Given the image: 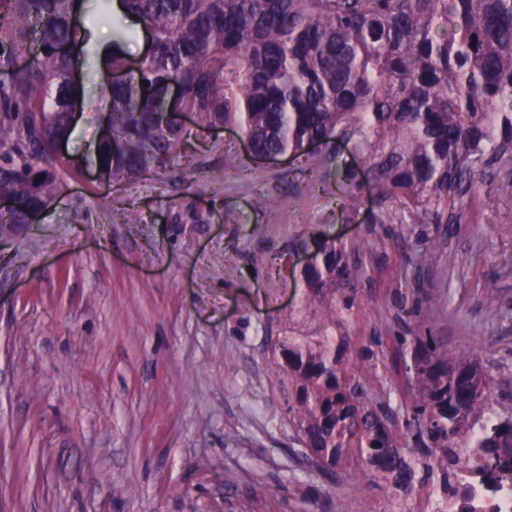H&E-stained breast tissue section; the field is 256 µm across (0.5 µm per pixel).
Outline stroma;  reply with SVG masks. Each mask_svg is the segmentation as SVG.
Here are the masks:
<instances>
[{
  "label": "stroma",
  "instance_id": "obj_1",
  "mask_svg": "<svg viewBox=\"0 0 512 512\" xmlns=\"http://www.w3.org/2000/svg\"><path fill=\"white\" fill-rule=\"evenodd\" d=\"M105 116L85 107L65 155L89 163ZM165 170L107 186L68 176L36 224L0 237V512H395L436 480L395 490L303 463L281 409L273 345L314 335L287 272L317 236L353 245L362 276L337 334L384 340L371 405L402 412L394 343L408 259L427 252L428 325L451 352L512 376V193L479 176L468 221L427 250L429 224L375 223L352 145L260 162L236 128L188 124ZM350 169L354 182L341 178ZM193 171L181 182L184 171ZM265 195L266 206L256 198ZM204 221L178 224L176 203ZM498 288L489 301V285Z\"/></svg>",
  "mask_w": 512,
  "mask_h": 512
}]
</instances>
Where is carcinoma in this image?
<instances>
[{
	"mask_svg": "<svg viewBox=\"0 0 512 512\" xmlns=\"http://www.w3.org/2000/svg\"><path fill=\"white\" fill-rule=\"evenodd\" d=\"M94 2L112 22V45L83 57L87 31L75 18ZM0 0V195L18 206L0 213V232H14L34 209L50 206L62 174L80 172L55 151L76 129L85 87L74 74L86 66L102 75L97 109L112 133L100 137L96 163L119 185L165 168L186 143L179 115L200 127H238L258 155L300 157L318 140L352 144L380 185L375 222L408 216L414 224L461 223L459 196L478 173L512 172V0ZM135 19L151 52L123 82L125 45ZM36 43L43 54L24 74L15 59ZM175 82L181 97L167 100ZM168 113L160 126L156 113ZM317 263L300 274L302 311L323 305L349 311L361 277L353 250L335 241L317 245ZM425 295L402 297L414 323L395 337L405 364L410 405L397 424L368 404L360 380L344 378L345 357L371 363L379 337L354 348L336 341L332 321L309 336L275 342L286 413L304 457L333 473L357 464L397 489L417 480L399 450L410 444L425 460L423 479L441 473L448 487V450L467 442L470 422L497 392L512 386L482 357L451 355L418 320ZM481 447L487 473L512 478V414H497Z\"/></svg>",
	"mask_w": 512,
	"mask_h": 512,
	"instance_id": "obj_1",
	"label": "carcinoma"
}]
</instances>
